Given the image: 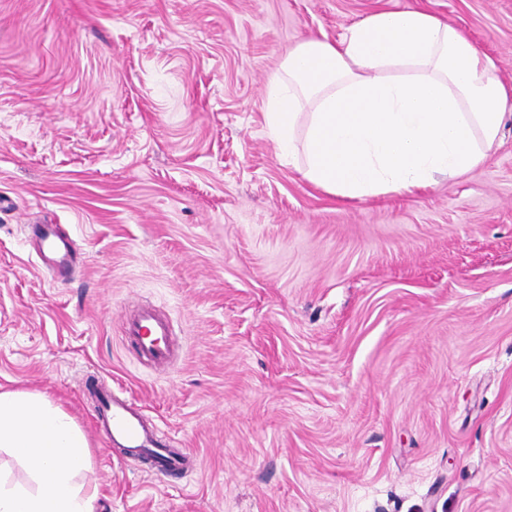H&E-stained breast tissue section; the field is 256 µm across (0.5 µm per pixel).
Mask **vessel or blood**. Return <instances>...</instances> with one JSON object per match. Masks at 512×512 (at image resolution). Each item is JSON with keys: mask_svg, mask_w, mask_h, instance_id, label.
Wrapping results in <instances>:
<instances>
[{"mask_svg": "<svg viewBox=\"0 0 512 512\" xmlns=\"http://www.w3.org/2000/svg\"><path fill=\"white\" fill-rule=\"evenodd\" d=\"M38 237V256L44 264L51 257L72 248L71 242L52 224L43 225ZM123 330L134 340L141 356L158 364L167 362L172 334L169 320L159 316L151 307L143 306L124 321ZM96 420L107 447L121 448L126 459L134 463H147L150 474L166 475L194 464L191 452L180 454L160 447L155 426L147 424L139 406L123 394L112 392L102 396Z\"/></svg>", "mask_w": 512, "mask_h": 512, "instance_id": "b4317fda", "label": "vessel or blood"}]
</instances>
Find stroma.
Instances as JSON below:
<instances>
[{
  "label": "stroma",
  "mask_w": 512,
  "mask_h": 512,
  "mask_svg": "<svg viewBox=\"0 0 512 512\" xmlns=\"http://www.w3.org/2000/svg\"><path fill=\"white\" fill-rule=\"evenodd\" d=\"M405 9L512 85V0H0V386L74 417L97 512H512V118L474 172L347 201L264 117L298 43ZM141 304L168 367L123 334ZM96 385L196 468L112 454ZM40 246L38 247V256L43 266L52 262L54 257L58 256L63 249L62 256H65L72 248L71 242L62 236L54 224H44L38 232ZM53 255V257L49 256Z\"/></svg>",
  "instance_id": "1"
}]
</instances>
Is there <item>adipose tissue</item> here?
I'll return each instance as SVG.
<instances>
[{"label":"adipose tissue","mask_w":512,"mask_h":512,"mask_svg":"<svg viewBox=\"0 0 512 512\" xmlns=\"http://www.w3.org/2000/svg\"><path fill=\"white\" fill-rule=\"evenodd\" d=\"M512 100L496 61L458 28L422 10L379 11L335 42L291 49L266 88V122L301 172L346 200L412 195L477 169L495 148ZM34 485L0 475V512H96L76 477L89 445L74 418L44 395L0 391V449Z\"/></svg>","instance_id":"ef3b65f1"}]
</instances>
